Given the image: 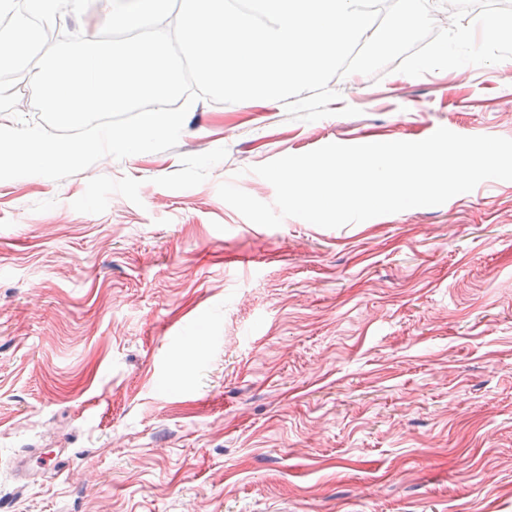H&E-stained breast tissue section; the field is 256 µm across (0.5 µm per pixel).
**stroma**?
Returning a JSON list of instances; mask_svg holds the SVG:
<instances>
[{
    "mask_svg": "<svg viewBox=\"0 0 512 512\" xmlns=\"http://www.w3.org/2000/svg\"><path fill=\"white\" fill-rule=\"evenodd\" d=\"M330 86L0 181V512H512V181L334 229L217 194L273 202L252 166L332 141L512 138V59Z\"/></svg>",
    "mask_w": 512,
    "mask_h": 512,
    "instance_id": "1",
    "label": "stroma"
}]
</instances>
